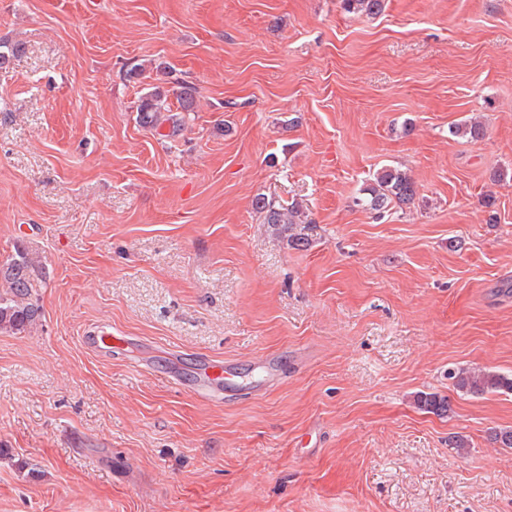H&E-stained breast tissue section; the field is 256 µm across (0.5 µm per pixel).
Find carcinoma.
Masks as SVG:
<instances>
[{
	"label": "carcinoma",
	"mask_w": 512,
	"mask_h": 512,
	"mask_svg": "<svg viewBox=\"0 0 512 512\" xmlns=\"http://www.w3.org/2000/svg\"><path fill=\"white\" fill-rule=\"evenodd\" d=\"M342 3L350 13L375 16L383 11L385 0H342ZM196 94V86L185 80H177L166 89L156 86L141 97L136 121L141 127L155 131L167 124L170 135L176 136L185 129L195 109ZM172 97L176 99L174 104L170 101ZM417 193V184L411 176L399 169L384 168L376 174L369 196L356 197L353 204L382 214L394 207L402 209L413 204ZM252 206L277 237L295 246L309 245L308 237L302 233V225H309L311 221L298 203L288 204L258 194L253 198ZM46 280L40 257L20 243L14 245L13 253L0 263V332L22 334L37 324L41 316L39 291ZM448 378L453 380L457 391L471 396L512 393V374L459 369L448 371ZM414 405L440 418L452 412L450 398L438 393L420 392L414 396Z\"/></svg>",
	"instance_id": "cac0c4a2"
}]
</instances>
